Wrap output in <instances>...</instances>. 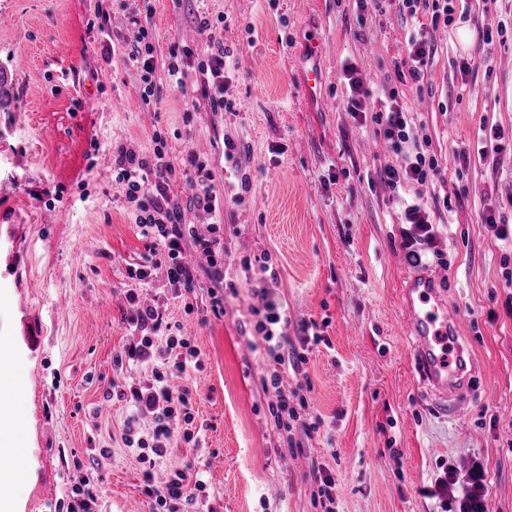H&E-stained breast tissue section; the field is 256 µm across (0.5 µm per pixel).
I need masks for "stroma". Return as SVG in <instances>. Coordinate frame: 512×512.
Segmentation results:
<instances>
[{
  "label": "stroma",
  "mask_w": 512,
  "mask_h": 512,
  "mask_svg": "<svg viewBox=\"0 0 512 512\" xmlns=\"http://www.w3.org/2000/svg\"><path fill=\"white\" fill-rule=\"evenodd\" d=\"M134 14L147 17L155 45L163 88L153 107L139 98L124 42ZM204 17L210 30L199 25ZM312 29L328 54L323 100L310 106L290 59ZM405 36L395 10H361L355 0H0V67L12 73L0 110L8 172L0 177V287L9 302L0 344L15 349L27 378L19 428L29 477L17 490L19 512H59L82 476L101 486V512H150L136 452L120 440L125 410L102 393L132 339L127 268L145 252L137 213L113 179L115 158L121 147L151 158L157 128L174 166L195 153L229 199L223 280L185 251L204 286L192 314L164 291L165 268L153 270L159 304L172 322L193 325L204 363L185 383L207 428L199 447L175 442L165 467L202 471L217 512H320L318 467L336 479V512H436L421 488L442 465L462 474L477 460L488 471L490 512H512V245L485 222L492 214L512 225V154L457 158L480 127L512 137V0H457L430 33L437 51L418 83L405 75ZM214 37L238 58L223 112L212 111L196 69L185 89L164 83L174 45L201 54ZM348 57L371 105L399 93L418 144L442 169L435 193L448 207L432 213L439 254L421 266L400 247L399 212L376 174L405 156L385 144L380 125L348 114L340 81ZM462 57L474 62L465 79L455 66ZM100 71L109 81L92 86ZM228 140L248 156L233 173ZM370 142L381 152L368 153ZM260 254L276 279L245 274ZM417 269L439 274L449 306L471 322L476 362L489 367L461 417L436 410L406 360L399 290ZM214 293L224 297L220 317L210 311ZM269 305L288 320L289 347H301L312 324L322 337L302 374L284 376L291 385L307 377L310 406L300 417L320 420L298 448L277 430L261 385L275 368L255 330ZM119 373L144 375L134 366Z\"/></svg>",
  "instance_id": "35a3bbf8"
}]
</instances>
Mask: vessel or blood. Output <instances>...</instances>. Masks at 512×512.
<instances>
[{"instance_id": "vessel-or-blood-1", "label": "vessel or blood", "mask_w": 512, "mask_h": 512, "mask_svg": "<svg viewBox=\"0 0 512 512\" xmlns=\"http://www.w3.org/2000/svg\"><path fill=\"white\" fill-rule=\"evenodd\" d=\"M325 44L310 35L304 48L299 90L316 99L325 83L320 64ZM400 304L406 331L412 340L409 355L414 369L434 404L443 412L459 414L468 401L477 366L463 343L469 322L448 310L435 281L424 274L411 275L401 290Z\"/></svg>"}]
</instances>
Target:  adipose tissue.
Wrapping results in <instances>:
<instances>
[{
    "instance_id": "obj_1",
    "label": "adipose tissue",
    "mask_w": 512,
    "mask_h": 512,
    "mask_svg": "<svg viewBox=\"0 0 512 512\" xmlns=\"http://www.w3.org/2000/svg\"><path fill=\"white\" fill-rule=\"evenodd\" d=\"M14 357L12 348L0 345V449H8L10 463L0 467V512H16L14 493L26 470L27 440L18 428L16 399L23 382L21 374L4 370Z\"/></svg>"
}]
</instances>
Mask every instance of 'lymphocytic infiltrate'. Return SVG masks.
Returning a JSON list of instances; mask_svg holds the SVG:
<instances>
[{
  "mask_svg": "<svg viewBox=\"0 0 512 512\" xmlns=\"http://www.w3.org/2000/svg\"><path fill=\"white\" fill-rule=\"evenodd\" d=\"M129 57L140 71L143 104L158 102V86L154 79V46L149 31L140 19H133ZM237 59L233 50L223 42L209 44L205 53L182 48L178 57L167 66V80L177 87H184L186 70L196 67L202 75V91L209 97L213 111L230 110L224 99V78L235 68ZM343 81L347 89L346 110L356 123L373 120L383 128L385 139L395 149H402L411 139L412 121L406 106L399 102L397 93H390L385 111L368 113V90L358 76L355 66L344 69ZM153 156L139 157L134 151H120L115 160L116 180L125 187V199L136 207V226L150 256L159 258L166 266L167 280L175 297L184 299L185 312H192L189 295L198 286L197 272L184 258L185 244H192L196 251L208 258L211 275L224 277V201L217 192L213 176L204 162L194 154H187L181 168L167 160L162 136H155ZM380 176L388 184L393 200L401 208V221L406 228L401 234V247L413 263H421V248H434L436 234L427 202L422 196L406 198L409 185L433 187L442 178L435 157L416 151L409 162L401 167L384 165ZM185 180L194 190L192 202L214 214L209 235L195 233L192 225L182 223L180 204L171 202L167 191L174 179ZM136 279L135 288L126 294V321L135 338L116 355L114 363L123 366L132 362L147 367L149 376L142 381L111 380L104 388L106 400L117 401L126 409L120 426V439L125 447L135 449L143 469L144 494L150 500V512H215L210 507L208 484L202 476H189L186 470L173 469L166 480L154 482V470L162 463L173 440L193 447L199 446L201 427L197 424L192 406V393L183 385L182 378L188 370L203 366L200 351L185 334H171L167 316L158 307L142 305L140 290L151 287V269L143 265L129 270ZM287 322L274 310H267L256 325L264 342V353L278 369L263 378L265 391L273 393L275 400L270 413L277 429L292 432L302 427L304 433L316 432L313 423L300 424L299 409L307 399L299 388L288 387L281 375L282 369L301 373L308 357L306 353L290 351L285 347ZM488 473L480 462H472L466 474H458L453 467H446L430 486L424 487V496L437 499L440 512H488Z\"/></svg>",
  "mask_w": 512,
  "mask_h": 512,
  "instance_id": "lymphocytic-infiltrate-1",
  "label": "lymphocytic infiltrate"
}]
</instances>
